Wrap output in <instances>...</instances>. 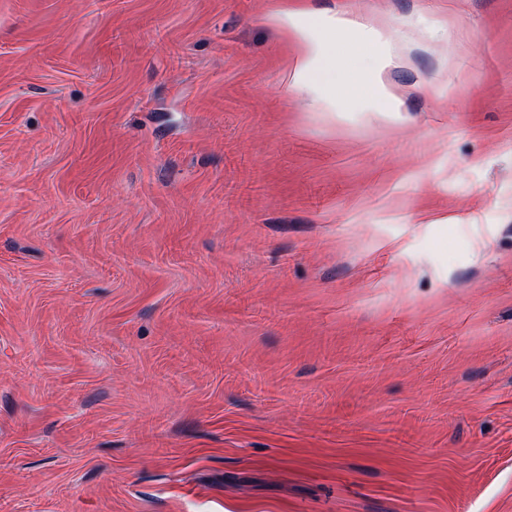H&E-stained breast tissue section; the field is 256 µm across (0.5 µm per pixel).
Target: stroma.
Segmentation results:
<instances>
[{"instance_id":"stroma-1","label":"stroma","mask_w":512,"mask_h":512,"mask_svg":"<svg viewBox=\"0 0 512 512\" xmlns=\"http://www.w3.org/2000/svg\"><path fill=\"white\" fill-rule=\"evenodd\" d=\"M0 0V512H512V0ZM309 0H280L268 22L297 44L289 73V87L308 97L310 108L326 112H352L355 99L374 98L373 112H383L386 121L403 120L400 97L381 79L383 57L393 41V31L376 29L362 18L344 12L318 11ZM369 29L376 45L378 70H364L353 34ZM327 86L329 89L323 91Z\"/></svg>"}]
</instances>
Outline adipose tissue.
I'll use <instances>...</instances> for the list:
<instances>
[{"label": "adipose tissue", "instance_id": "adipose-tissue-1", "mask_svg": "<svg viewBox=\"0 0 512 512\" xmlns=\"http://www.w3.org/2000/svg\"><path fill=\"white\" fill-rule=\"evenodd\" d=\"M268 21L297 44L289 86L307 96L310 108L333 115L369 97L386 121H402L399 96L380 75H369L363 67L354 38L355 32L366 29L362 18L319 11L308 0H280Z\"/></svg>", "mask_w": 512, "mask_h": 512}]
</instances>
